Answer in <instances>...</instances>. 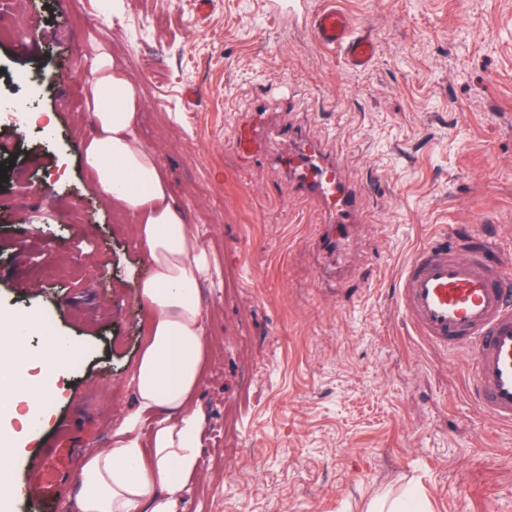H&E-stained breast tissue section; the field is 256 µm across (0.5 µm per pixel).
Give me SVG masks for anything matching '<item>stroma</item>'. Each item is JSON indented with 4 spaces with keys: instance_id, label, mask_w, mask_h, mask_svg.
<instances>
[{
    "instance_id": "obj_1",
    "label": "stroma",
    "mask_w": 512,
    "mask_h": 512,
    "mask_svg": "<svg viewBox=\"0 0 512 512\" xmlns=\"http://www.w3.org/2000/svg\"><path fill=\"white\" fill-rule=\"evenodd\" d=\"M372 33L363 72L271 0H10L0 5V313L50 316L80 350L24 436L16 476L70 421L55 512H80L82 459L134 411L153 265L97 188L81 143L101 58L135 85L139 131L193 224L206 371L199 473L178 512H365L417 487L430 512H512V427L470 397L473 355L438 352L396 303L413 252L449 230L512 261V0H336ZM35 36L19 46L17 17ZM265 109L341 162L361 221L339 259L326 215L273 157L232 145Z\"/></svg>"
}]
</instances>
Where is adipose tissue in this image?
<instances>
[{
  "instance_id": "adipose-tissue-1",
  "label": "adipose tissue",
  "mask_w": 512,
  "mask_h": 512,
  "mask_svg": "<svg viewBox=\"0 0 512 512\" xmlns=\"http://www.w3.org/2000/svg\"><path fill=\"white\" fill-rule=\"evenodd\" d=\"M98 72L88 93L95 122L82 148L107 201L134 217L153 264L139 290L150 324L132 381L138 414L155 416L156 426L145 441L124 423L113 432L111 447L84 457L78 498L81 512H176L199 457L193 396L207 348L198 295L205 251L139 134L135 86L117 66L104 62ZM106 91L112 107L103 110L99 101ZM36 325L32 318L0 314V512H10L20 493L13 469L20 438L14 426L41 420L53 393L37 370L47 365L65 370L73 349L55 339L39 355H29L26 339Z\"/></svg>"
}]
</instances>
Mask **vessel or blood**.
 Wrapping results in <instances>:
<instances>
[{
	"mask_svg": "<svg viewBox=\"0 0 512 512\" xmlns=\"http://www.w3.org/2000/svg\"><path fill=\"white\" fill-rule=\"evenodd\" d=\"M317 45L343 54L355 71L367 69L376 53L375 40L355 31L349 16L334 0L306 17ZM258 121L238 124L233 144L243 161L259 156L263 142ZM282 160L301 190L316 198L337 224L357 218L353 193L337 165L325 160L309 140H300ZM493 242L486 237L452 233L419 247L398 283V304L416 334L434 349H469L474 394L498 423L512 426V266L489 260ZM28 499L37 507L54 504L56 481L45 455L27 463Z\"/></svg>",
	"mask_w": 512,
	"mask_h": 512,
	"instance_id": "b4317fda",
	"label": "vessel or blood"
}]
</instances>
